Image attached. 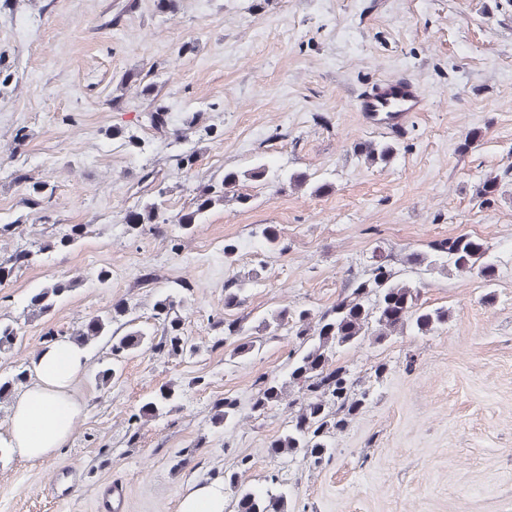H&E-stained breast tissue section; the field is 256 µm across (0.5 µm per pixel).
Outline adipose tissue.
Here are the masks:
<instances>
[{"instance_id":"obj_1","label":"adipose tissue","mask_w":512,"mask_h":512,"mask_svg":"<svg viewBox=\"0 0 512 512\" xmlns=\"http://www.w3.org/2000/svg\"><path fill=\"white\" fill-rule=\"evenodd\" d=\"M86 359L84 349L67 339L32 359L29 383L15 399L5 430L0 431V447L44 461L66 443L81 410L73 385Z\"/></svg>"}]
</instances>
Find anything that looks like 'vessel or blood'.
Segmentation results:
<instances>
[{"label": "vessel or blood", "instance_id": "b4317fda", "mask_svg": "<svg viewBox=\"0 0 512 512\" xmlns=\"http://www.w3.org/2000/svg\"><path fill=\"white\" fill-rule=\"evenodd\" d=\"M426 99L411 78L402 76L379 81L355 98V110L363 124L397 135L404 131L407 118L423 111ZM126 491L122 486L106 485L98 496V512H124Z\"/></svg>", "mask_w": 512, "mask_h": 512}]
</instances>
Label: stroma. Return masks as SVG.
<instances>
[{
	"label": "stroma",
	"mask_w": 512,
	"mask_h": 512,
	"mask_svg": "<svg viewBox=\"0 0 512 512\" xmlns=\"http://www.w3.org/2000/svg\"><path fill=\"white\" fill-rule=\"evenodd\" d=\"M401 74L425 111L398 136L366 128L353 98ZM370 142L394 145L388 163H367ZM259 164L264 180L181 227L225 174ZM154 201L161 222L131 228ZM460 235L489 246L494 278L412 274L447 323L335 353L368 403L322 466L274 455L303 395L288 381L300 341L285 328L233 361L223 321L320 312L373 256L402 270ZM21 254L0 281V322L21 334L0 351L1 379L117 305L113 332L130 319L161 336L154 305L168 295L200 351L143 348L101 388L110 345L88 343L64 446L45 461L0 448V512H95L113 481L125 512H178L191 485L233 472L286 495L289 512H512V0H0V262ZM249 273L243 303L225 308ZM57 283L73 289L33 316ZM264 377L285 388L260 412ZM170 386L175 408L145 412ZM227 398L237 414L213 427ZM73 286L71 284H59L54 285L50 288H45L37 295H35L31 302V307L33 308L32 315L40 316L48 313L52 307L55 305V302L59 296L64 293L71 291Z\"/></svg>",
	"instance_id": "stroma-1"
}]
</instances>
